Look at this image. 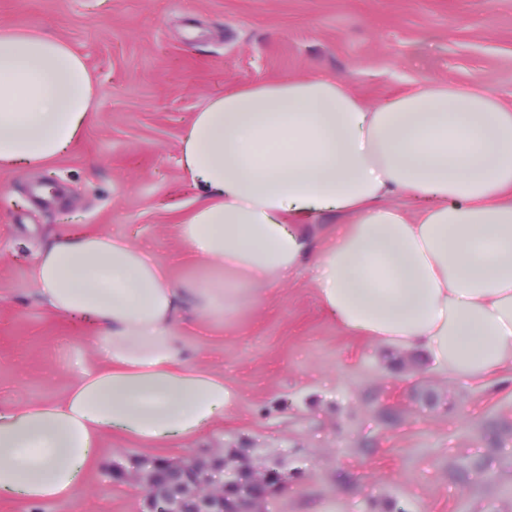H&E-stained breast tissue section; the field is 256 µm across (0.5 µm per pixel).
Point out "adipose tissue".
<instances>
[{
    "instance_id": "ef3b65f1",
    "label": "adipose tissue",
    "mask_w": 512,
    "mask_h": 512,
    "mask_svg": "<svg viewBox=\"0 0 512 512\" xmlns=\"http://www.w3.org/2000/svg\"><path fill=\"white\" fill-rule=\"evenodd\" d=\"M93 102L70 46L0 30V165L60 156ZM180 165L200 281L80 227L31 263L34 297L95 329L106 361L62 397L0 401V493L74 499L112 431L190 440L221 420L235 390L193 364L180 326L256 306L305 266L328 314L384 351L461 380L512 368V107L493 92L425 82L367 106L338 78L258 83L195 115ZM324 212L339 222L318 247L307 226Z\"/></svg>"
}]
</instances>
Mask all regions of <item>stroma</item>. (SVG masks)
I'll use <instances>...</instances> for the list:
<instances>
[{
	"label": "stroma",
	"mask_w": 512,
	"mask_h": 512,
	"mask_svg": "<svg viewBox=\"0 0 512 512\" xmlns=\"http://www.w3.org/2000/svg\"><path fill=\"white\" fill-rule=\"evenodd\" d=\"M1 26L65 41L96 82L64 156L0 169V400L16 403L56 397L77 362L105 359L93 330L31 293L28 266L63 211L187 276L180 226L195 201L180 146L209 99L330 76L370 105L426 81L512 104V0H0ZM46 171L63 195L31 201ZM182 332L237 391L222 421L182 443L106 437L80 498H0V512H148L114 465L218 450L280 474L262 512H512V369L472 384L378 351L328 316L304 273L225 324Z\"/></svg>",
	"instance_id": "stroma-1"
}]
</instances>
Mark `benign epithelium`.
Listing matches in <instances>:
<instances>
[{
    "mask_svg": "<svg viewBox=\"0 0 512 512\" xmlns=\"http://www.w3.org/2000/svg\"><path fill=\"white\" fill-rule=\"evenodd\" d=\"M120 479L145 491L149 512H256L280 475L250 465L230 467L217 457L209 464L151 460Z\"/></svg>",
    "mask_w": 512,
    "mask_h": 512,
    "instance_id": "benign-epithelium-1",
    "label": "benign epithelium"
}]
</instances>
